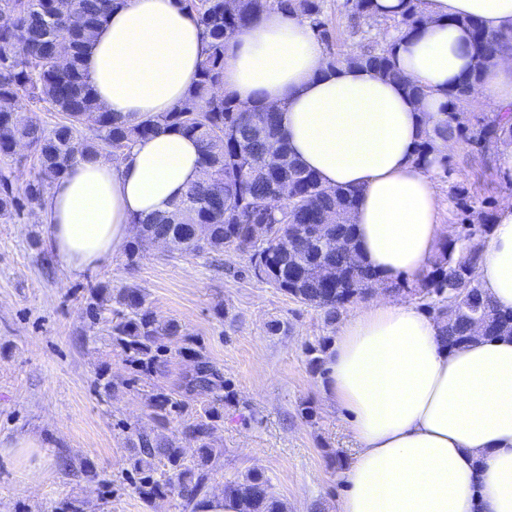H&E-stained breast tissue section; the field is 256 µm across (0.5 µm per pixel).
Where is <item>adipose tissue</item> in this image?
I'll list each match as a JSON object with an SVG mask.
<instances>
[{"label":"adipose tissue","mask_w":512,"mask_h":512,"mask_svg":"<svg viewBox=\"0 0 512 512\" xmlns=\"http://www.w3.org/2000/svg\"><path fill=\"white\" fill-rule=\"evenodd\" d=\"M423 10L427 24L393 48L397 68L427 91L418 101L372 70H327L310 27L281 12L225 52L224 90L282 106L292 153L323 185L357 190L359 251L388 282L426 271L443 236L432 188L440 166L415 158L472 67L460 20L512 29V0H424ZM203 46L179 0H120L85 70L105 110L135 124L183 103ZM476 89L494 112L512 107V55L497 57ZM201 178L198 144L173 130L138 140L116 163L76 158L43 202L55 260L77 274L103 265L137 221L170 211ZM478 280L512 310V205L495 219ZM327 369L326 395L347 412L356 443L336 512H512V336L451 347L413 303L376 301L340 325Z\"/></svg>","instance_id":"ef3b65f1"}]
</instances>
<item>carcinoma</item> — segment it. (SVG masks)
<instances>
[{"instance_id": "1", "label": "carcinoma", "mask_w": 512, "mask_h": 512, "mask_svg": "<svg viewBox=\"0 0 512 512\" xmlns=\"http://www.w3.org/2000/svg\"><path fill=\"white\" fill-rule=\"evenodd\" d=\"M180 2L197 15L204 35V59L196 79L180 107L127 126L101 108L83 68L84 55L117 0H72L65 13L57 0H0V219L11 220L25 205L39 203L50 182L77 156L117 161L137 139L175 130L199 144L204 178L167 215L139 225L126 245L128 262L159 241L185 256L233 248L248 256L257 278L321 311L332 324L349 303L384 283L358 252L351 224L357 192L322 185L298 162L281 135L280 109L244 107L221 89L226 46L267 12L293 13L330 42L324 0ZM425 22L419 0H408L400 18L391 20L390 38L407 37ZM459 23L471 31L473 65L450 93L457 111L449 113L437 133L462 137L472 152L483 154L512 141V126L505 127L497 116L468 111L469 89L498 55L512 51V30L489 33L473 18ZM63 39L70 50L62 66L58 47ZM342 65L399 81L416 99L425 95L395 69L391 46L378 40L345 56L326 52V69ZM38 112H54L57 120L43 122ZM21 146L36 161V173L18 190L7 170L24 160L17 151ZM469 240L463 226L456 238L442 241L430 270L418 282L417 292L435 320L444 324L450 347L473 340L470 331L476 320L486 325L487 337L512 336V312L498 310L481 288L475 276L481 250ZM114 304L118 308L108 325L112 344L135 368L160 370L166 352L162 339L181 335V325L159 319L146 306L143 289L129 284L90 289L86 314L96 319ZM179 353L192 355L193 368L182 375L176 390L152 396L151 418L164 428L191 402L206 399L202 415L181 423V434L196 442L197 455L188 461L175 441L139 431L131 468L134 491L144 503L170 493L181 499L186 512H196L209 495L210 471L223 455L211 437L231 392L224 374L202 353L191 347ZM224 493L238 499L240 512H286L261 473L227 482Z\"/></svg>"}]
</instances>
